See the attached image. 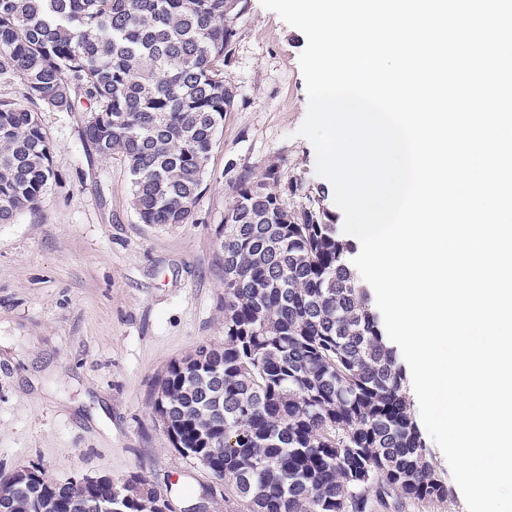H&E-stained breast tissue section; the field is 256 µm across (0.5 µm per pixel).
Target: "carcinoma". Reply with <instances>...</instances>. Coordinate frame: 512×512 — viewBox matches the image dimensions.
<instances>
[{
	"label": "carcinoma",
	"instance_id": "cac0c4a2",
	"mask_svg": "<svg viewBox=\"0 0 512 512\" xmlns=\"http://www.w3.org/2000/svg\"><path fill=\"white\" fill-rule=\"evenodd\" d=\"M245 0H0V224L37 207L53 176L38 113L90 101L85 140L118 155L143 224H185L215 134L235 102L224 65ZM222 226L224 344L172 362L153 412L173 449L199 461L238 512H379L389 499L439 502L406 374L347 261L354 245L327 189L240 173ZM305 193L292 210L285 197ZM173 512L139 474L81 485L30 465L0 488V512Z\"/></svg>",
	"mask_w": 512,
	"mask_h": 512
}]
</instances>
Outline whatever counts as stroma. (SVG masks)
Instances as JSON below:
<instances>
[{
	"label": "stroma",
	"instance_id": "stroma-1",
	"mask_svg": "<svg viewBox=\"0 0 512 512\" xmlns=\"http://www.w3.org/2000/svg\"><path fill=\"white\" fill-rule=\"evenodd\" d=\"M224 79L235 93L185 224L141 223L123 158L83 137L91 104L41 111L53 171L38 208L0 224V473L43 464L57 482L144 475L175 489L177 512L201 500L209 470L176 453L153 413L158 377L224 342L219 231L241 170L269 164L310 187L312 144L298 59L307 40L261 0L236 22Z\"/></svg>",
	"mask_w": 512,
	"mask_h": 512
}]
</instances>
